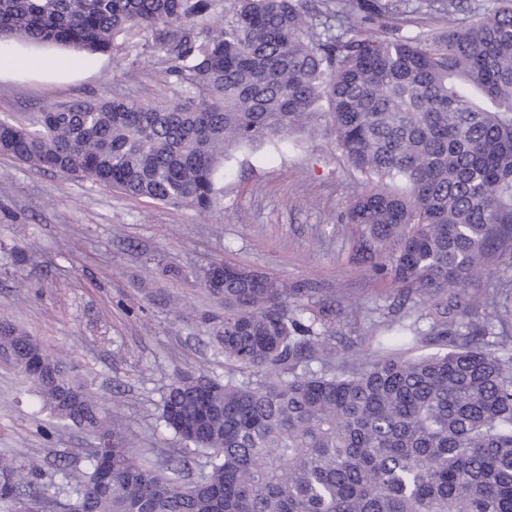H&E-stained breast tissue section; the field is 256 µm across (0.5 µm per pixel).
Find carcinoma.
<instances>
[{"instance_id": "carcinoma-1", "label": "carcinoma", "mask_w": 512, "mask_h": 512, "mask_svg": "<svg viewBox=\"0 0 512 512\" xmlns=\"http://www.w3.org/2000/svg\"><path fill=\"white\" fill-rule=\"evenodd\" d=\"M0 0V40L86 59L117 46L167 65L175 98L50 105L32 129L0 121V154L210 213L224 160L330 118L365 190L346 212L354 249L428 328L390 320L354 342L304 289L224 264L213 321L241 377L191 371L161 397L159 425L206 458L193 480L109 429L105 409L22 329L0 323L53 415L107 442L69 488L73 512H512V352L484 337L512 324V289L481 316L468 288L496 254L512 267V0L442 32L370 40L313 32L307 0ZM442 341L443 354L413 355ZM318 363L319 368L312 367ZM112 469V490L101 484ZM37 472L0 468V512H31Z\"/></svg>"}]
</instances>
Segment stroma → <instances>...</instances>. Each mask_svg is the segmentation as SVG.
Listing matches in <instances>:
<instances>
[{"label": "stroma", "mask_w": 512, "mask_h": 512, "mask_svg": "<svg viewBox=\"0 0 512 512\" xmlns=\"http://www.w3.org/2000/svg\"><path fill=\"white\" fill-rule=\"evenodd\" d=\"M410 2V12L373 17L364 36L442 27L427 0ZM100 97L162 104L173 92L164 64L133 69L118 49L87 61L56 45L0 44V120L30 124L46 106ZM223 186L221 210L202 214L0 156V321L37 338L134 447L155 455L180 446L158 421L177 374L229 371L202 319L223 311L201 283L211 264L309 289L313 303L341 301L333 326L348 336L378 333L398 312L390 281L367 275L354 254L344 214L363 184L326 130L239 148ZM166 265L179 276L164 275ZM96 444L0 360V464L36 468L45 482L63 467L77 477Z\"/></svg>", "instance_id": "35a3bbf8"}]
</instances>
